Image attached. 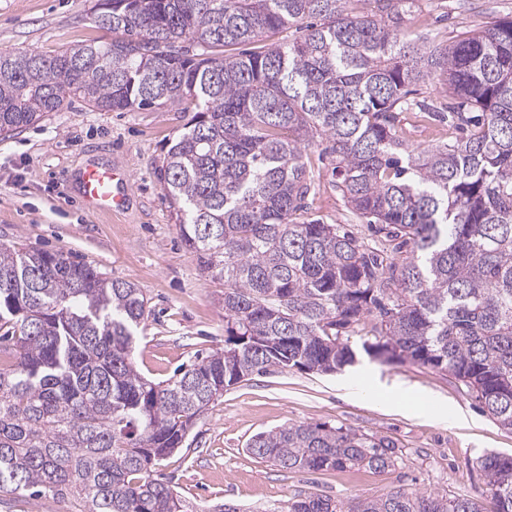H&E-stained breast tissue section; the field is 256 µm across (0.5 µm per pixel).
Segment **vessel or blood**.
I'll return each mask as SVG.
<instances>
[{"label": "vessel or blood", "mask_w": 512, "mask_h": 512, "mask_svg": "<svg viewBox=\"0 0 512 512\" xmlns=\"http://www.w3.org/2000/svg\"><path fill=\"white\" fill-rule=\"evenodd\" d=\"M79 184L81 196L98 213L117 214L128 206V175L118 167L87 161Z\"/></svg>", "instance_id": "vessel-or-blood-1"}]
</instances>
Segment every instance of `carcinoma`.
<instances>
[{
    "mask_svg": "<svg viewBox=\"0 0 512 512\" xmlns=\"http://www.w3.org/2000/svg\"><path fill=\"white\" fill-rule=\"evenodd\" d=\"M415 0H112L93 41L0 52V135L78 100L101 112L194 110L159 174L185 246L224 282V348L163 381L134 362L150 314L134 284L61 252L0 245V492L77 512H198L153 475L224 389L272 368L333 373L357 351L453 376L512 431V19L451 46L400 37ZM296 28L292 41L239 46ZM189 41L198 52L189 53ZM443 78L448 102L417 99ZM404 112L459 137L416 151ZM384 239L307 217L306 148ZM393 441L285 424L247 451L286 471L395 466ZM512 512V456L478 458ZM263 512H485L398 488Z\"/></svg>",
    "mask_w": 512,
    "mask_h": 512,
    "instance_id": "1",
    "label": "carcinoma"
}]
</instances>
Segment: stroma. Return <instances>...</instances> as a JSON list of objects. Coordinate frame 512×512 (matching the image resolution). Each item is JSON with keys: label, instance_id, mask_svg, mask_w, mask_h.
I'll list each match as a JSON object with an SVG mask.
<instances>
[{"label": "stroma", "instance_id": "35a3bbf8", "mask_svg": "<svg viewBox=\"0 0 512 512\" xmlns=\"http://www.w3.org/2000/svg\"><path fill=\"white\" fill-rule=\"evenodd\" d=\"M98 0H0V51L46 55L93 40H111L96 24ZM512 17V0H418L408 38L452 44ZM189 113L160 107L100 112L82 102L49 113L19 134L0 138V244L19 250H60L105 276L134 283L151 313L137 331L136 366L165 380L224 346V284L204 273L183 244L158 164ZM400 134L414 149L447 141L448 126L404 113ZM317 182L312 215L367 236L335 186L319 145L307 150ZM127 166V209L102 216L85 209L76 175L87 159ZM357 377L358 387L345 382ZM410 393L397 399L395 385ZM447 405L450 416L424 415L418 398ZM291 423H324L393 440L398 461L385 472H286L247 451L258 433ZM512 454V432L501 428L449 374L410 363L380 364L366 356L344 370L321 374L271 369L228 387L198 417L183 448L159 462L156 473L195 505L228 502L241 512L318 493L338 500L381 497L394 488L443 497L487 500L477 459Z\"/></svg>", "mask_w": 512, "mask_h": 512}]
</instances>
